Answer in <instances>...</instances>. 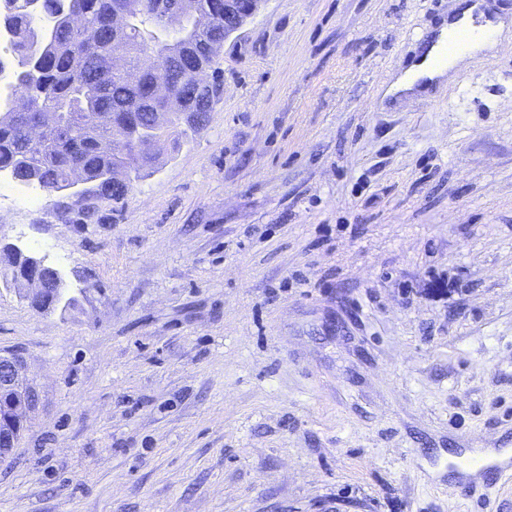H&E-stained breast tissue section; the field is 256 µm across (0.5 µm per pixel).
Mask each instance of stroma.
Returning <instances> with one entry per match:
<instances>
[{"instance_id": "1", "label": "stroma", "mask_w": 512, "mask_h": 512, "mask_svg": "<svg viewBox=\"0 0 512 512\" xmlns=\"http://www.w3.org/2000/svg\"><path fill=\"white\" fill-rule=\"evenodd\" d=\"M454 0H265L201 130L62 223L0 182V286L38 415L0 512H512L455 461L512 448V45L388 95ZM12 248H4L1 250L0 255V283L5 288L19 287L21 286L20 282L27 275L36 273L43 280L44 284L36 278L32 281L23 280L24 288L20 289L24 300L29 302L32 307L36 309L43 308L52 295L60 297L65 294V289H63L64 291L58 289V293L50 291V288H57V278L63 281L61 273L57 268L51 266L40 267L30 264V256L17 252L20 251L19 248ZM6 269L11 271V276L3 273Z\"/></svg>"}]
</instances>
